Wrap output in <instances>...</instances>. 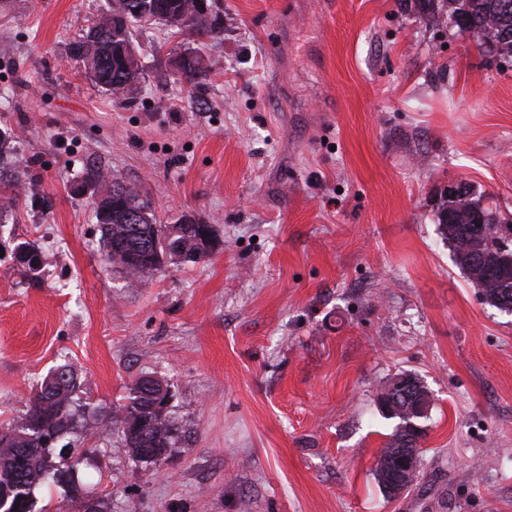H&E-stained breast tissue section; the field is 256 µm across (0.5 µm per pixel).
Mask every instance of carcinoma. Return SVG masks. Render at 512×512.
<instances>
[{"label": "carcinoma", "instance_id": "obj_1", "mask_svg": "<svg viewBox=\"0 0 512 512\" xmlns=\"http://www.w3.org/2000/svg\"><path fill=\"white\" fill-rule=\"evenodd\" d=\"M199 0H106L107 6L81 39L72 45V56L97 89L117 98L136 88L144 69L134 47V32L145 25L163 24L169 29L195 38L208 40L223 32L213 25L198 6ZM449 4L450 18L459 31L468 28L482 34L488 52L512 56V7L506 0H444ZM175 71L195 97L206 66L200 49L177 55ZM82 185L93 188L101 198L95 206L97 223L104 237L105 261L124 269L132 276H144L157 267L142 260L146 251H158L164 257L181 262L198 261L200 244L192 236L169 239L170 225L157 223L152 202L130 184L112 178L100 166H85ZM0 221L21 196L28 195L24 185L14 179L4 180L0 174ZM436 221L440 234L454 249L457 266L482 289L491 305L512 312V269L500 266L502 256L512 252V237L499 232L506 226L512 234V220L501 221L492 210L472 197L471 187L465 195L448 198L439 208ZM17 248L26 258L20 261L25 271L36 277L44 264L40 251L28 242ZM60 381L54 390L41 382L26 410L0 432V485L13 487L6 502L0 501V512H33L32 488L37 484H55V477L67 473L46 467L43 453L49 439L67 433L85 431L90 424L87 405L80 403L78 377L67 365L56 367ZM404 377L412 381L409 403H401L402 411L393 415L399 420L390 440L382 448L374 465V476L382 490L393 477L395 463L406 448L414 447L413 423L421 416H409L416 408L427 410L430 395L427 387L414 374ZM157 378H139L125 397V403L103 415L117 426L129 452L138 456L140 449L151 448L159 456H174L185 445L186 431L170 411L154 405Z\"/></svg>", "mask_w": 512, "mask_h": 512}]
</instances>
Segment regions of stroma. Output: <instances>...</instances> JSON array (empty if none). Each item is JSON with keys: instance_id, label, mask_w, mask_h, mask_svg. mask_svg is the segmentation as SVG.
Segmentation results:
<instances>
[{"instance_id": "1", "label": "stroma", "mask_w": 512, "mask_h": 512, "mask_svg": "<svg viewBox=\"0 0 512 512\" xmlns=\"http://www.w3.org/2000/svg\"><path fill=\"white\" fill-rule=\"evenodd\" d=\"M103 4L0 0V127L19 136L0 168L37 193L0 222V428L67 363L92 408L164 380L189 438L145 464L105 425L66 436L75 482L35 487L38 512H512V313L435 221L456 182L512 213V57L416 0H218L198 103L171 65L193 42L160 24L117 100L69 52ZM89 163L158 223L211 225L212 253L137 280L105 264ZM404 371L431 403L391 498L377 397Z\"/></svg>"}]
</instances>
